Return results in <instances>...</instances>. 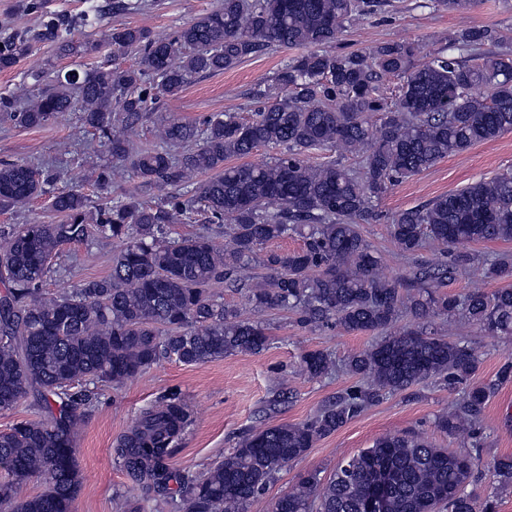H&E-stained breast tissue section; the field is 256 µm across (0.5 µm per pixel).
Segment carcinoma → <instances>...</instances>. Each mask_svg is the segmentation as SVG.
Returning <instances> with one entry per match:
<instances>
[{
  "label": "carcinoma",
  "instance_id": "1",
  "mask_svg": "<svg viewBox=\"0 0 512 512\" xmlns=\"http://www.w3.org/2000/svg\"><path fill=\"white\" fill-rule=\"evenodd\" d=\"M450 14L479 0H429ZM391 0H222L167 36L147 28H114L112 61L96 64L77 80L39 88L28 106L0 96V115L26 128L45 125L62 112H79L108 146L113 167L144 183L188 189L190 197L150 204L119 194L95 206L73 189L49 188L50 180L24 162L0 165V211L50 195L56 224H19L0 247V411L29 396L46 413L0 430V505L13 512H71L83 477L77 434L85 403L71 389L80 382L122 386L162 358L197 365L266 349V328L210 292L216 283L242 285L257 310H292L300 323H332L349 332L380 336L348 357L361 383L345 389L297 424L253 431L199 476L174 471L171 444L191 423L187 403L173 394L143 410L116 448L127 476L164 499L178 492L180 512H249L265 487L316 441L331 435L384 396L441 378L461 397L435 426L450 436L474 434L490 396L512 382V363L496 379L477 384L479 359L460 340L426 331L435 317L478 326L490 335L512 334V287L463 295L438 292L471 264L460 247L512 239V171L480 179L392 217L388 232L401 256L414 263L399 276L379 272V259L360 225L377 218L374 202L399 181L439 160L512 132V51L499 48L494 32L468 27L450 49L427 52L409 41H386L366 51L338 53L336 41L356 20L370 19ZM92 23L80 16L47 13L36 29L0 38V71L28 56L36 42L67 54L97 50L73 34ZM303 50L285 61L270 88L281 96L248 121L232 112L200 123L160 122V144L135 149L112 133L114 113L132 128L162 97L178 96L195 76L222 73L273 46ZM495 49L489 50L487 46ZM140 57L126 66L127 55ZM401 80L395 100L384 97L387 79ZM264 147L276 156L257 164L226 166ZM339 158L311 165L313 150ZM357 159L353 166L342 159ZM215 175L200 180L198 175ZM224 225L231 245L195 233L178 240L169 225L192 224L198 206ZM98 234L117 244L110 274L52 296L39 287L60 247ZM298 234L303 246L287 253L266 245ZM441 245L448 260L418 259L426 240ZM265 274L252 280L248 272ZM491 279H511L512 259L484 264ZM406 315L414 327L392 331ZM311 379L333 369L331 356L312 350L300 357ZM483 465L478 452L438 448L418 434H386L342 460L326 480L305 471L269 512H362L379 477L389 478L386 512H495L491 496L467 490ZM496 489L512 488V455L489 467ZM41 490L19 500L32 481ZM116 512H141L138 496L113 497Z\"/></svg>",
  "mask_w": 512,
  "mask_h": 512
}]
</instances>
